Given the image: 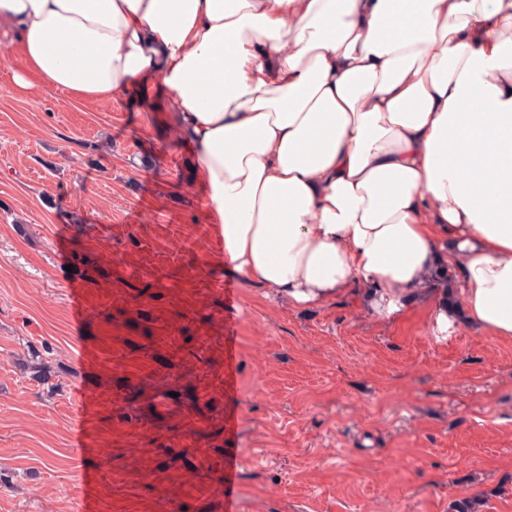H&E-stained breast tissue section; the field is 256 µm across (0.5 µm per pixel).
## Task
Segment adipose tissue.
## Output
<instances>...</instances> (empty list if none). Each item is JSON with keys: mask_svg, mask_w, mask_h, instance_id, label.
Segmentation results:
<instances>
[{"mask_svg": "<svg viewBox=\"0 0 512 512\" xmlns=\"http://www.w3.org/2000/svg\"><path fill=\"white\" fill-rule=\"evenodd\" d=\"M17 87L160 82L224 262L393 314L441 250L512 341V0H0Z\"/></svg>", "mask_w": 512, "mask_h": 512, "instance_id": "1", "label": "adipose tissue"}]
</instances>
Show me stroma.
<instances>
[{
	"mask_svg": "<svg viewBox=\"0 0 512 512\" xmlns=\"http://www.w3.org/2000/svg\"><path fill=\"white\" fill-rule=\"evenodd\" d=\"M191 179L167 112L0 62V512H224L228 456L241 512H512V342L440 336L455 262L391 316L301 308L224 268Z\"/></svg>",
	"mask_w": 512,
	"mask_h": 512,
	"instance_id": "obj_1",
	"label": "stroma"
}]
</instances>
